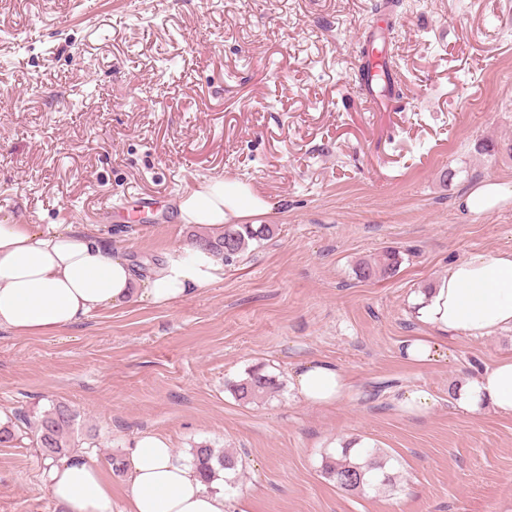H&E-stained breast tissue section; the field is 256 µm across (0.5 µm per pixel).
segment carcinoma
I'll return each mask as SVG.
<instances>
[{
  "label": "carcinoma",
  "instance_id": "carcinoma-1",
  "mask_svg": "<svg viewBox=\"0 0 512 512\" xmlns=\"http://www.w3.org/2000/svg\"><path fill=\"white\" fill-rule=\"evenodd\" d=\"M273 229L267 225L255 229L249 224H231L224 230V236L213 240L205 236L194 239L196 246L224 257V264H231L247 247L251 240L268 237ZM399 262L398 254L386 251L381 255L358 264L357 276L364 280L383 279L392 274ZM275 388V381L261 371H252L234 385V394L243 401L255 400ZM74 415L65 405H58L44 414L35 431L37 447L45 458L60 459L68 456L71 444L68 436L72 429ZM192 464L205 482L217 477L221 471H236L238 459L207 444L191 449ZM386 462L378 448H364L360 453L352 452L345 446L338 456H329L324 462L325 474L336 485L347 492L361 491L370 487L390 486L392 477L385 471Z\"/></svg>",
  "mask_w": 512,
  "mask_h": 512
}]
</instances>
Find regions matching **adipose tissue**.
Instances as JSON below:
<instances>
[{
  "instance_id": "1",
  "label": "adipose tissue",
  "mask_w": 512,
  "mask_h": 512,
  "mask_svg": "<svg viewBox=\"0 0 512 512\" xmlns=\"http://www.w3.org/2000/svg\"><path fill=\"white\" fill-rule=\"evenodd\" d=\"M268 200L250 185L216 177L182 195L179 219L221 236L225 225H259ZM224 278V259L202 249L166 253L150 276L140 278L121 250L72 224L0 221V328L42 334L69 328L134 300L164 306ZM412 315L431 328L404 343L407 361L424 365L439 357L442 336L482 337L512 329V253L474 254L417 299ZM297 396L331 405L348 392V377L334 365L310 362L290 374ZM457 404L467 413L484 409L512 417V357L470 378ZM128 489L121 512H228L222 490L207 486L197 470L176 463L168 441L140 437L126 462ZM51 498L65 512H112V490L97 460L79 456L48 464Z\"/></svg>"
}]
</instances>
